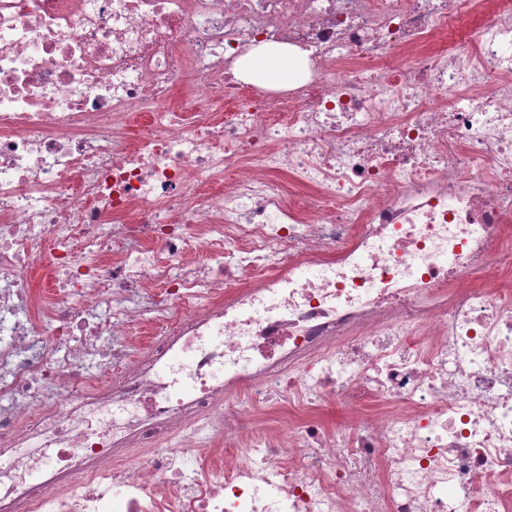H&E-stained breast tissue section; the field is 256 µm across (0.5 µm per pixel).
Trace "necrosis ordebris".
<instances>
[{"mask_svg": "<svg viewBox=\"0 0 512 512\" xmlns=\"http://www.w3.org/2000/svg\"><path fill=\"white\" fill-rule=\"evenodd\" d=\"M477 2L0 0V512H512V5L435 47ZM271 43L308 72L248 89ZM319 404L315 414L326 425L335 426L338 423H355L359 419L358 414L350 413L345 406L339 404L336 398L326 397Z\"/></svg>", "mask_w": 512, "mask_h": 512, "instance_id": "necrosis-or-debris-1", "label": "necrosis or debris"}]
</instances>
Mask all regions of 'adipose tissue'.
<instances>
[{"label":"adipose tissue","instance_id":"ef3b65f1","mask_svg":"<svg viewBox=\"0 0 512 512\" xmlns=\"http://www.w3.org/2000/svg\"><path fill=\"white\" fill-rule=\"evenodd\" d=\"M238 67L247 82L278 89L288 86L305 73L308 62L304 56L288 52L287 48L264 44L242 58Z\"/></svg>","mask_w":512,"mask_h":512}]
</instances>
